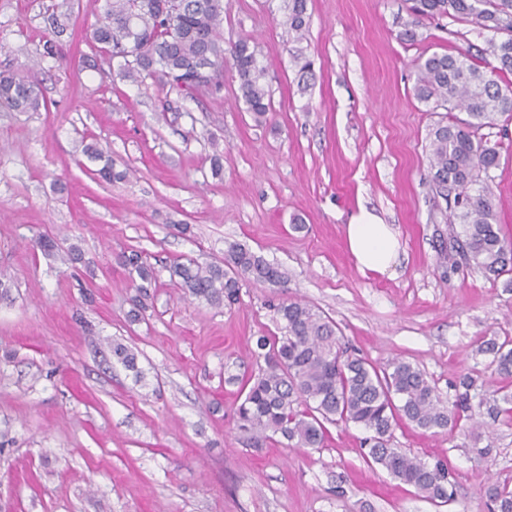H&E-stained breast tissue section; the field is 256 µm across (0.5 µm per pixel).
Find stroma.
<instances>
[{"label": "stroma", "mask_w": 512, "mask_h": 512, "mask_svg": "<svg viewBox=\"0 0 512 512\" xmlns=\"http://www.w3.org/2000/svg\"><path fill=\"white\" fill-rule=\"evenodd\" d=\"M225 2V43L253 40L266 70L262 124L229 66L221 88L191 97L151 79L113 81L84 38L98 0H0V72L35 84L47 104L0 110V512H489L488 478L512 481L506 416L482 413L469 437L396 429L395 447L447 463L457 490L447 505L367 466L357 425L329 426L310 452L253 444L233 420L240 382L257 371L255 341L276 333L270 307L286 297L332 318L373 365L417 364L446 404L464 375L485 405L512 392L478 351L482 340L512 339V272L493 280L440 262L447 204L426 144L441 115L414 94L419 57L482 36L426 19L407 42L411 0H308L303 46L315 78L303 89L284 0ZM50 38L58 57L42 55ZM486 134L500 152L498 222L512 236V122ZM84 142L120 179H97ZM362 206L400 233L394 275L362 273L348 250L344 228ZM40 234L58 238L56 256L32 250ZM232 243L282 266L287 287L243 281L229 310L184 297L173 261H220ZM73 246L81 261H70ZM131 249L157 271L136 321V291L117 261ZM115 340L136 353L142 380L113 361Z\"/></svg>", "instance_id": "35a3bbf8"}]
</instances>
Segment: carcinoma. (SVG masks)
<instances>
[{
	"label": "carcinoma",
	"instance_id": "cac0c4a2",
	"mask_svg": "<svg viewBox=\"0 0 512 512\" xmlns=\"http://www.w3.org/2000/svg\"><path fill=\"white\" fill-rule=\"evenodd\" d=\"M414 25L424 19L448 17L475 25L486 34L484 47L469 45L453 53L434 52L416 63V96L427 111L448 112L428 130L430 170L436 193L454 194L448 223L461 232L448 251L473 262L488 277L512 271V238L496 222L490 171L499 151L480 131L512 120V0H414ZM307 0H288L283 26L301 42L309 27ZM224 0H104L103 14L89 33L100 52L119 61L112 80L141 83L146 78L185 94L201 86H220L224 58L233 62L241 99L256 121L270 111L263 83L264 68L247 39L224 47ZM298 84L313 79L302 49L293 52ZM210 78L201 75L204 66ZM42 105L36 87L9 73H0V107L37 112ZM459 111L466 114L460 118ZM136 288L133 317L144 309L155 282V267L138 250L118 256ZM172 275L181 279L183 294L215 307L234 305L240 282L252 280L283 288L288 275L249 248L233 243L224 261L176 263ZM280 334L259 336L254 357L258 374L242 385L234 408L237 430L254 443L279 436L293 448L319 450L327 438L326 424H354L366 436L362 458L423 497L439 503L455 501V484L447 464L430 463L393 447L394 430L403 423L423 430L461 427L474 420L471 404L475 381L466 376L455 386L453 408L418 366L394 359L377 368L348 353L335 323L311 305L285 299L273 305ZM112 358L140 377L137 355L120 342ZM479 351L492 356L499 374L512 376V340L483 342ZM491 512H512V484L491 479L483 489Z\"/></svg>",
	"mask_w": 512,
	"mask_h": 512
}]
</instances>
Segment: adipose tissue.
I'll list each match as a JSON object with an SVG mask.
<instances>
[{"label": "adipose tissue", "mask_w": 512, "mask_h": 512, "mask_svg": "<svg viewBox=\"0 0 512 512\" xmlns=\"http://www.w3.org/2000/svg\"><path fill=\"white\" fill-rule=\"evenodd\" d=\"M349 251L361 272L384 275L392 272L401 251L394 226L367 209H359L345 227Z\"/></svg>", "instance_id": "1"}]
</instances>
